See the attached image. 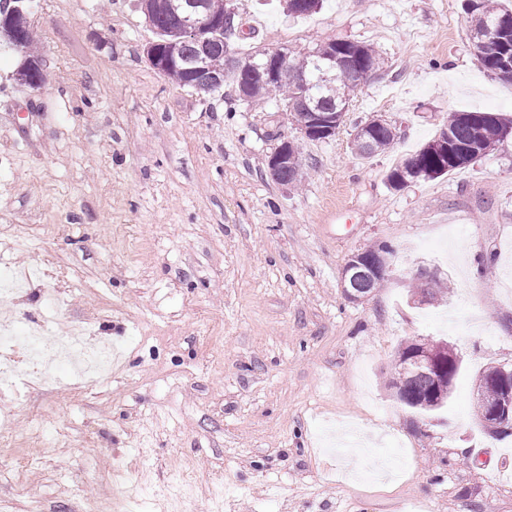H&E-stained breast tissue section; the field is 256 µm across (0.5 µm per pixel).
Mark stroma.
<instances>
[{"mask_svg":"<svg viewBox=\"0 0 512 512\" xmlns=\"http://www.w3.org/2000/svg\"><path fill=\"white\" fill-rule=\"evenodd\" d=\"M231 50L372 46L382 77L356 92L326 140L306 139L274 97L203 95L144 58L136 0H36L46 83L0 54V262L43 265L0 312L90 322L118 347L109 380L1 396L0 512H512V435L479 427L474 385L512 364V141L448 175L389 188L386 175L458 111L512 115V83L471 47L465 0H324L292 18L280 0H227ZM382 115L393 150L364 157ZM298 144L294 187L267 174ZM28 228L16 245L14 226ZM388 248L360 303L341 271ZM440 293L427 304L423 280ZM408 340L462 357L430 419L388 386ZM291 148L292 141H289L288 139H283L268 158V175L273 180L278 179L276 182L281 184L288 183V185H293L300 182V179L302 177L303 164L301 152L299 146L297 145H295L296 163L293 168H288V166H291L293 163V157L290 155ZM284 168H288V170L282 171L278 177L279 171Z\"/></svg>","mask_w":512,"mask_h":512,"instance_id":"35a3bbf8","label":"stroma"}]
</instances>
